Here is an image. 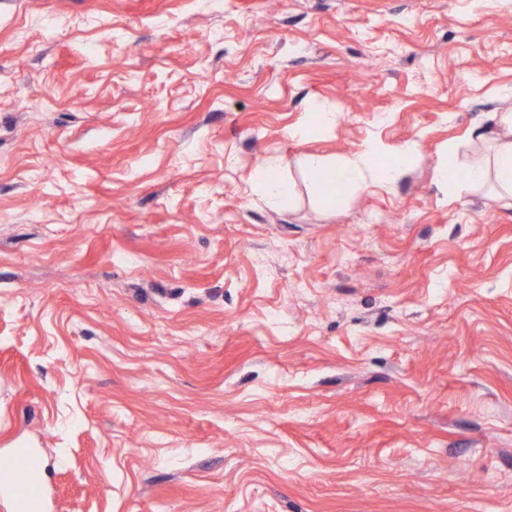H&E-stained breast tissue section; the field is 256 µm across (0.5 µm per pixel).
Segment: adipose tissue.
<instances>
[{
	"mask_svg": "<svg viewBox=\"0 0 512 512\" xmlns=\"http://www.w3.org/2000/svg\"><path fill=\"white\" fill-rule=\"evenodd\" d=\"M469 138L487 145V152L469 154L461 161L449 158L438 169V184L451 191L465 187L480 189L490 184L500 195L512 197V113H499L493 128L473 125ZM415 151V142H408L398 147L393 160L385 164L376 163L379 149L372 144L363 147L355 157L338 163L316 155L307 156L303 165L309 178L310 193L332 205L336 198L324 195L323 184L343 190L363 186L368 181L383 187L393 185L408 171ZM251 183L261 189L265 202L272 208L282 209L295 201L293 184L280 177L272 164L259 165L251 174Z\"/></svg>",
	"mask_w": 512,
	"mask_h": 512,
	"instance_id": "obj_1",
	"label": "adipose tissue"
}]
</instances>
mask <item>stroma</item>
<instances>
[{"label": "stroma", "mask_w": 512, "mask_h": 512, "mask_svg": "<svg viewBox=\"0 0 512 512\" xmlns=\"http://www.w3.org/2000/svg\"><path fill=\"white\" fill-rule=\"evenodd\" d=\"M510 89L499 0H0V454L58 512H512V199L436 185ZM416 143L408 142L394 150V158L391 162L377 164L374 157L380 154L377 145H367L353 158H345L340 163L328 161L320 156L309 155L304 158L303 165L309 178L310 193L316 199L327 204H336L337 186L341 190L365 185L366 177L372 180L374 185L391 186L397 183L408 171L416 151ZM325 186V196L322 183ZM331 184V185H330ZM337 185V186H336ZM251 184L261 189L265 202L274 209L290 207L295 201L293 184L280 177L270 163H263L252 172ZM50 464L41 457H34L27 465V473L30 478L35 479V487L38 494L39 510L42 512L50 510V497L47 490V484L43 480V475Z\"/></svg>", "instance_id": "stroma-1"}]
</instances>
